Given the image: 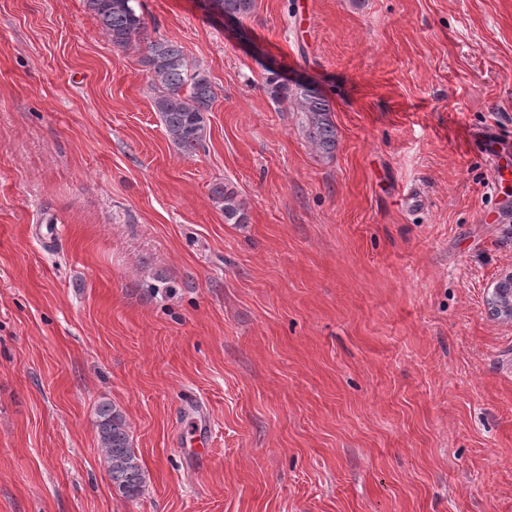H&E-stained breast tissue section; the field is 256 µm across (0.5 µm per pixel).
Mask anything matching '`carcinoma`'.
Listing matches in <instances>:
<instances>
[{"mask_svg":"<svg viewBox=\"0 0 512 512\" xmlns=\"http://www.w3.org/2000/svg\"><path fill=\"white\" fill-rule=\"evenodd\" d=\"M209 9L226 18H249L255 0H204ZM84 6L97 21L99 30L118 49L138 46L142 64L154 92L158 112L168 139L187 157L203 147L207 135V112L215 91L208 74L191 64L180 45L148 36L140 0H84ZM267 92L276 101L290 102L302 113L307 138L321 154L336 151V125L329 101L313 86L289 85L276 77L267 79ZM213 199L224 206V219L235 224L245 220L242 203L227 184L212 189ZM94 425L107 475L114 492L133 501L144 491L148 474L144 470L121 408L110 401L100 402L94 411Z\"/></svg>","mask_w":512,"mask_h":512,"instance_id":"obj_1","label":"carcinoma"}]
</instances>
